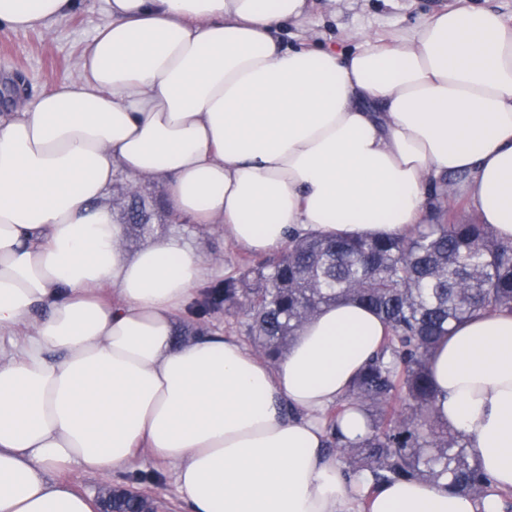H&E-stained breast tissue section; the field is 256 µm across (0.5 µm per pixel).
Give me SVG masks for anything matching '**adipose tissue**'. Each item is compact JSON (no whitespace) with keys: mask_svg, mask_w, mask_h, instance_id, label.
<instances>
[{"mask_svg":"<svg viewBox=\"0 0 512 512\" xmlns=\"http://www.w3.org/2000/svg\"><path fill=\"white\" fill-rule=\"evenodd\" d=\"M77 0H0L17 32ZM310 0H106L76 79L0 114V512H98L66 472L109 476L138 449L173 466L189 512H498L512 491V316L484 314L435 346L441 420L492 479L345 475L324 414L387 329L354 302L323 308L268 363L178 316L224 266L172 233L135 253L110 203L117 173L162 181L178 221L266 253L292 232L394 236L427 188L462 173L468 205L512 241V26L443 8L350 51L304 29Z\"/></svg>","mask_w":512,"mask_h":512,"instance_id":"ef3b65f1","label":"adipose tissue"}]
</instances>
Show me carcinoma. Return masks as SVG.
I'll return each instance as SVG.
<instances>
[{
	"label": "carcinoma",
	"mask_w": 512,
	"mask_h": 512,
	"mask_svg": "<svg viewBox=\"0 0 512 512\" xmlns=\"http://www.w3.org/2000/svg\"><path fill=\"white\" fill-rule=\"evenodd\" d=\"M428 218L396 238H341L294 233L257 271L226 277L204 290L195 316L219 310L248 317L256 351L274 363L297 331L324 307L352 299L389 328L379 351L327 414V447L353 477L372 487L398 479L436 483L474 499L490 491L465 437L437 415L432 350L452 325L477 314H512V242L477 217L455 220L441 186L428 190ZM362 410L370 432L343 441L337 417ZM115 512H152L143 495L117 491Z\"/></svg>",
	"instance_id": "1"
}]
</instances>
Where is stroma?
<instances>
[{"mask_svg": "<svg viewBox=\"0 0 512 512\" xmlns=\"http://www.w3.org/2000/svg\"><path fill=\"white\" fill-rule=\"evenodd\" d=\"M445 4L492 8L512 24V0H314L306 35L345 50L364 33L394 36L405 32ZM105 8V0H82L79 10L49 33L40 29L27 32L0 29V114L23 111L41 92L76 77L81 48L105 21ZM129 184L127 176L121 174L112 185L110 201L117 217H125L127 203L135 194L144 201L150 219L142 226L127 225L123 242L126 252H135L158 236L176 232L200 245L207 256L221 260L225 275L236 276L243 266L256 268L262 263V256L244 251L214 229L175 221L165 203L163 182L142 180L133 192L129 191ZM205 326L224 329L244 343L249 340L246 318L220 311L203 321L190 315L179 317L176 339L181 343L190 341ZM70 478L80 491L94 496L104 485L112 483L157 500L160 512L187 509L174 471L155 463L145 450L128 470L112 478L77 471Z\"/></svg>", "mask_w": 512, "mask_h": 512, "instance_id": "35a3bbf8", "label": "stroma"}]
</instances>
